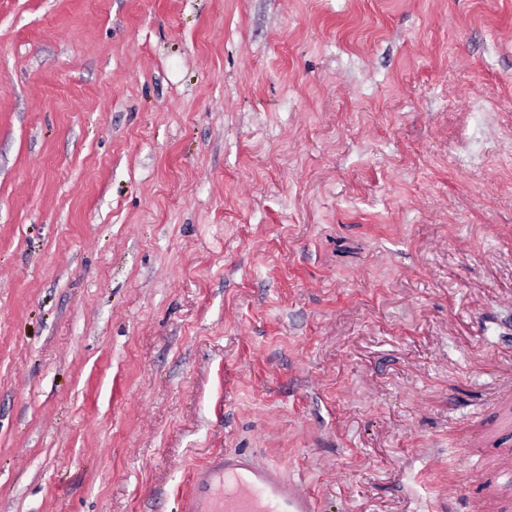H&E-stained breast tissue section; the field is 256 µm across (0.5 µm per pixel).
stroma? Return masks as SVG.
<instances>
[{"instance_id":"stroma-1","label":"stroma","mask_w":512,"mask_h":512,"mask_svg":"<svg viewBox=\"0 0 512 512\" xmlns=\"http://www.w3.org/2000/svg\"><path fill=\"white\" fill-rule=\"evenodd\" d=\"M225 449L512 512V0H0V512Z\"/></svg>"}]
</instances>
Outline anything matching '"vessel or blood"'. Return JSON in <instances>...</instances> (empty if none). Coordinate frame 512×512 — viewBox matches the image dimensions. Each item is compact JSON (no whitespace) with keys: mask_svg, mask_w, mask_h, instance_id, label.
I'll return each instance as SVG.
<instances>
[{"mask_svg":"<svg viewBox=\"0 0 512 512\" xmlns=\"http://www.w3.org/2000/svg\"><path fill=\"white\" fill-rule=\"evenodd\" d=\"M182 512H319L305 480L252 454L221 451L194 470Z\"/></svg>","mask_w":512,"mask_h":512,"instance_id":"obj_1","label":"vessel or blood"}]
</instances>
